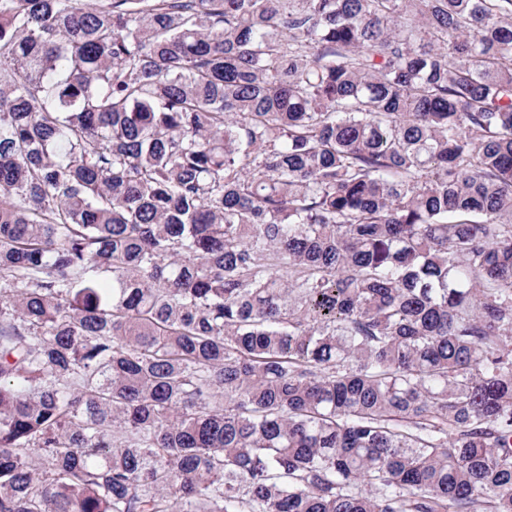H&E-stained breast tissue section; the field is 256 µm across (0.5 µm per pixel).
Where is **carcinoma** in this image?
<instances>
[{
  "label": "carcinoma",
  "instance_id": "obj_1",
  "mask_svg": "<svg viewBox=\"0 0 512 512\" xmlns=\"http://www.w3.org/2000/svg\"><path fill=\"white\" fill-rule=\"evenodd\" d=\"M0 512H512V0H0Z\"/></svg>",
  "mask_w": 512,
  "mask_h": 512
}]
</instances>
